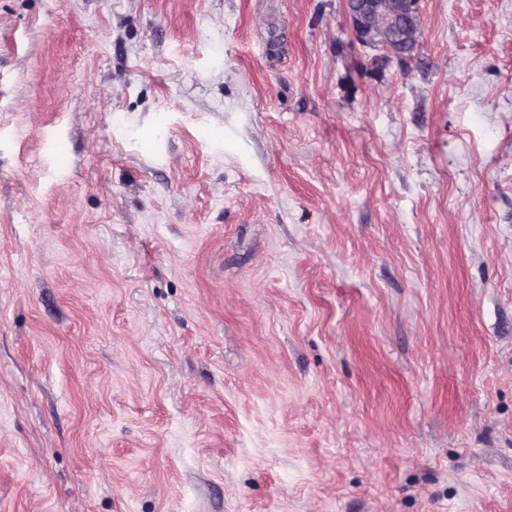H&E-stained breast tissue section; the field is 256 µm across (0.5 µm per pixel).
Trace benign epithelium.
Here are the masks:
<instances>
[{"instance_id":"obj_1","label":"benign epithelium","mask_w":512,"mask_h":512,"mask_svg":"<svg viewBox=\"0 0 512 512\" xmlns=\"http://www.w3.org/2000/svg\"><path fill=\"white\" fill-rule=\"evenodd\" d=\"M346 7L354 40L374 51L373 68L414 60L420 28L417 0H347Z\"/></svg>"}]
</instances>
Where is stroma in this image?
Listing matches in <instances>:
<instances>
[{"mask_svg":"<svg viewBox=\"0 0 512 512\" xmlns=\"http://www.w3.org/2000/svg\"><path fill=\"white\" fill-rule=\"evenodd\" d=\"M0 0V512H512V0ZM354 40L376 52L370 64L380 70L392 61L407 65L417 54L420 15L416 0H347Z\"/></svg>","mask_w":512,"mask_h":512,"instance_id":"35a3bbf8","label":"stroma"}]
</instances>
